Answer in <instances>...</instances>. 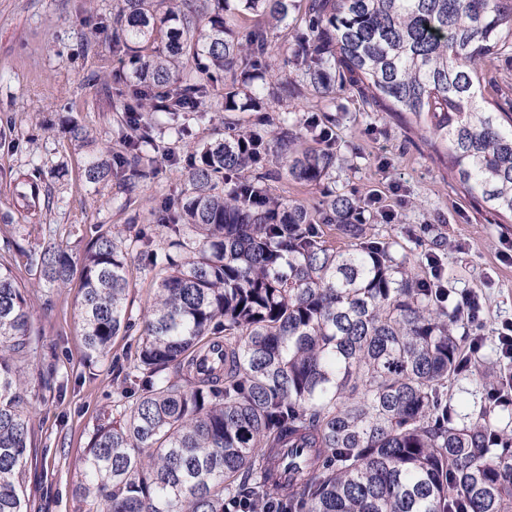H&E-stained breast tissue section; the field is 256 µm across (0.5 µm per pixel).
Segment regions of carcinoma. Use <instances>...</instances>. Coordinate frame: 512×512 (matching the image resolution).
<instances>
[{
  "label": "carcinoma",
  "instance_id": "carcinoma-1",
  "mask_svg": "<svg viewBox=\"0 0 512 512\" xmlns=\"http://www.w3.org/2000/svg\"><path fill=\"white\" fill-rule=\"evenodd\" d=\"M296 18L284 65L275 38ZM112 74L123 97V152L85 166L98 187L133 189L155 174L165 129L191 137L186 114L260 113L224 121L190 146L181 194L154 209L158 250L130 372L136 397L98 424L74 494L85 512H512V430L499 381L460 414L448 386L475 367L464 317L405 257L367 239L365 200L328 189L309 205L268 192L266 164L319 187L347 158L328 111L350 92L407 114L454 180L512 219V99L485 106L483 64L512 60V0H112ZM324 108L298 118L270 107L295 78ZM222 82L220 92L215 84ZM333 226L349 240L329 244ZM45 286L80 268L79 320L90 355L127 335L131 260L121 234L83 257L49 243L28 255ZM26 287L0 253V512H26L33 426L24 365L40 346Z\"/></svg>",
  "mask_w": 512,
  "mask_h": 512
}]
</instances>
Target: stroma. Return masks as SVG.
<instances>
[{"label": "stroma", "mask_w": 512, "mask_h": 512, "mask_svg": "<svg viewBox=\"0 0 512 512\" xmlns=\"http://www.w3.org/2000/svg\"><path fill=\"white\" fill-rule=\"evenodd\" d=\"M111 15L112 0H0V250L9 240L20 246L12 257L31 286V321L41 336L26 366L34 430L27 512H82L73 494L80 459L97 424L132 398L122 380L139 333L116 337L106 356L88 355L78 319L79 279L46 287L29 269L26 253L52 241L79 257L108 230L164 246L166 230L152 212L184 187V168L166 156H184L188 149L167 135L155 140L154 178L136 194L118 178L104 188L84 179L89 150L71 142L70 122L85 126L99 143L122 148L123 100L96 78L120 61L110 38L94 47L86 43L93 23ZM336 105V134L353 161L351 169L337 172L336 189L376 198L387 213L370 224L369 238L413 258L436 252L446 287L480 297L479 362L451 386L460 413L480 405L484 370L501 372L512 393V359L503 357L497 341L501 323L512 321V223H496L460 192L412 120L355 94ZM37 166L53 204L33 216L17 196V183Z\"/></svg>", "instance_id": "1"}]
</instances>
